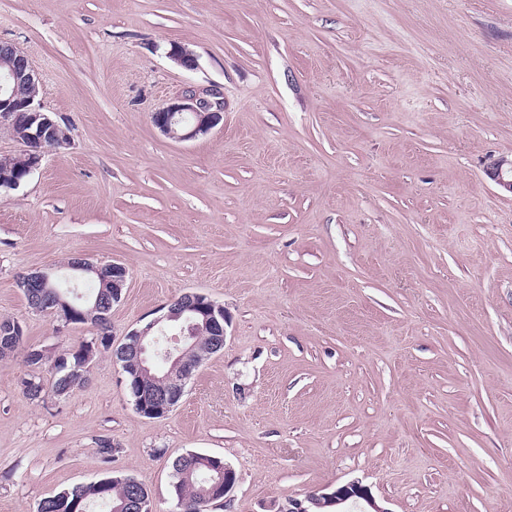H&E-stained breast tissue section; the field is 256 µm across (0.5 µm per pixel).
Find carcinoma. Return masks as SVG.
<instances>
[{
    "label": "carcinoma",
    "mask_w": 512,
    "mask_h": 512,
    "mask_svg": "<svg viewBox=\"0 0 512 512\" xmlns=\"http://www.w3.org/2000/svg\"><path fill=\"white\" fill-rule=\"evenodd\" d=\"M93 287L86 294L85 303L79 304L73 298L68 301L76 307L73 317L78 324L99 327L101 310L94 308L95 299L112 300V283H105L95 274L88 275ZM24 328L11 318L0 319V343L12 350L24 347ZM86 350L66 356L53 354L43 348L25 347L24 359L31 367L32 374L23 381V395L32 401L42 398L43 381L40 373L46 366L54 374L52 389L62 397L73 389L83 386L86 381L83 365ZM174 489L178 512H207L212 489L224 480V460L219 458L213 468L197 466L196 454L188 453L173 462ZM149 497L145 486L135 477L120 471L108 470L104 476L89 484H78L67 490L43 498L37 512H92L95 504L103 505L106 512H126L128 502Z\"/></svg>",
    "instance_id": "carcinoma-1"
}]
</instances>
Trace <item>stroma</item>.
Returning a JSON list of instances; mask_svg holds the SVG:
<instances>
[{"mask_svg":"<svg viewBox=\"0 0 512 512\" xmlns=\"http://www.w3.org/2000/svg\"><path fill=\"white\" fill-rule=\"evenodd\" d=\"M69 145L0 191V318L62 353L19 276L75 254L127 270L112 345L194 292L226 338L164 418L111 352L33 402L0 360V512L113 469L174 512L190 452L236 472L212 512H281L351 480L389 512H512V0H0ZM196 54L187 70L172 44ZM218 89L189 142L152 114ZM486 172L501 188L512 195V159L500 158L493 160L488 165Z\"/></svg>","mask_w":512,"mask_h":512,"instance_id":"obj_1","label":"stroma"}]
</instances>
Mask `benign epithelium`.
<instances>
[{
  "label": "benign epithelium",
  "mask_w": 512,
  "mask_h": 512,
  "mask_svg": "<svg viewBox=\"0 0 512 512\" xmlns=\"http://www.w3.org/2000/svg\"><path fill=\"white\" fill-rule=\"evenodd\" d=\"M171 58L178 65L193 69L196 60L193 53L182 45H174L169 51ZM25 86L29 92L19 95V87ZM40 79L29 57L14 44L0 41V128L5 127L19 142L35 144V152L24 175L35 171L43 158L44 146H63L69 141L67 128L52 118L42 105ZM224 101L217 89L203 91L189 90L184 95L152 114L153 124L168 138L176 141H190L208 134L223 119ZM487 175L501 188L512 193V159L500 158L492 161ZM66 268L72 271V277L78 278L88 273L112 271V301L121 298L127 271L116 263L94 262L78 257L67 262ZM57 269L45 267L28 272L19 282V288L29 291L28 306L35 313L56 314V320L68 326L73 320L62 314L57 308H47L46 290L54 287L53 274ZM167 311L159 318L149 322L140 329L126 334L125 342L112 350L115 364L121 370L130 372L135 377L140 372L150 370L147 351L152 344L151 336L162 330L170 322L182 321L181 331L185 335L176 339L175 345L167 350L172 359V366L178 371L165 374L167 389L156 393L145 384L129 385L135 396L136 411L149 419L167 416L180 402L185 392L187 381L200 367L202 359L197 356L201 349V337L197 336L198 324L193 315L203 317L214 333L212 344L207 348L210 353H217L224 347L225 315L224 306L197 293H185L180 300H172L166 305ZM338 508V512H390L378 503L370 488L358 480H351L337 486L330 492L317 490L302 499L288 500V512H310V507L320 502Z\"/></svg>",
  "instance_id": "obj_1"
}]
</instances>
